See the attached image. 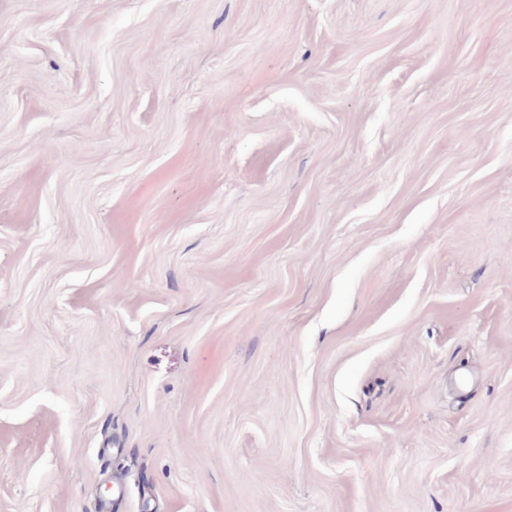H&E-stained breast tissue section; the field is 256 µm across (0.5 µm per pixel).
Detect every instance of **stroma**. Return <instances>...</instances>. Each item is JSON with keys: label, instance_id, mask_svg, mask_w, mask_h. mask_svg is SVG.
<instances>
[{"label": "stroma", "instance_id": "35a3bbf8", "mask_svg": "<svg viewBox=\"0 0 512 512\" xmlns=\"http://www.w3.org/2000/svg\"><path fill=\"white\" fill-rule=\"evenodd\" d=\"M512 0H0V512H512Z\"/></svg>", "mask_w": 512, "mask_h": 512}]
</instances>
